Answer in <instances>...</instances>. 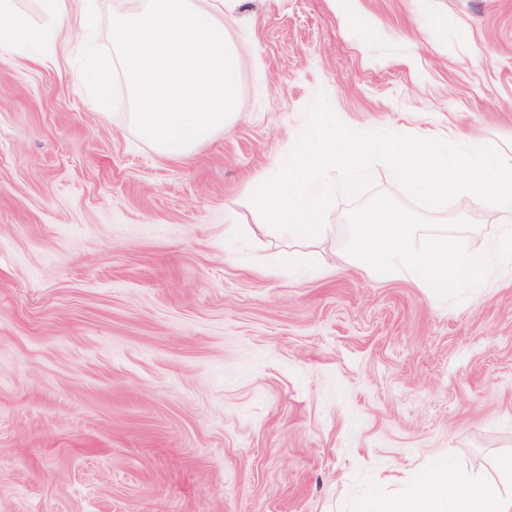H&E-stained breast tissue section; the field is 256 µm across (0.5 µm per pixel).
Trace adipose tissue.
<instances>
[{"label": "adipose tissue", "mask_w": 512, "mask_h": 512, "mask_svg": "<svg viewBox=\"0 0 512 512\" xmlns=\"http://www.w3.org/2000/svg\"><path fill=\"white\" fill-rule=\"evenodd\" d=\"M47 20L43 25L12 22L13 0H0V49L12 50L25 46L45 49L56 32L65 25L77 24L86 39L83 51L93 49V38L98 28V15L93 0H47ZM448 491L458 505L457 512H512V494L501 493L482 483L461 485L456 477H449Z\"/></svg>", "instance_id": "ef3b65f1"}]
</instances>
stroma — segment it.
I'll list each match as a JSON object with an SVG mask.
<instances>
[{
  "label": "stroma",
  "instance_id": "stroma-1",
  "mask_svg": "<svg viewBox=\"0 0 512 512\" xmlns=\"http://www.w3.org/2000/svg\"><path fill=\"white\" fill-rule=\"evenodd\" d=\"M231 125L182 160L101 113L75 31L0 54V512H393L512 490V268L454 303L259 232L250 198L326 92L355 130L512 161V0H235ZM436 220L490 247L475 197ZM439 498L429 487H422L409 507L395 512H439Z\"/></svg>",
  "mask_w": 512,
  "mask_h": 512
}]
</instances>
